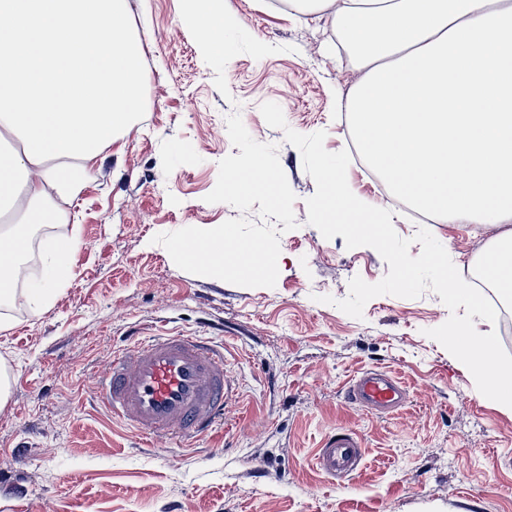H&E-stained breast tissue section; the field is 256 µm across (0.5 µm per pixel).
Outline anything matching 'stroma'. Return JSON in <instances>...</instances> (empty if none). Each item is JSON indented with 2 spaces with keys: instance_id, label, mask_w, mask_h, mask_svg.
<instances>
[{
  "instance_id": "obj_1",
  "label": "stroma",
  "mask_w": 512,
  "mask_h": 512,
  "mask_svg": "<svg viewBox=\"0 0 512 512\" xmlns=\"http://www.w3.org/2000/svg\"><path fill=\"white\" fill-rule=\"evenodd\" d=\"M241 20L227 60L208 58L179 19V0H130L146 67V112L103 153L63 218L31 238L30 283L47 242L77 236L72 276L54 305L0 306V512H512V413L478 393L467 370L427 329L450 316L439 295H381L362 318L337 308L349 281H380L372 247L347 248L307 222L316 190L297 148L260 106L279 104L328 151L353 149L341 93L359 78L328 18L273 0H228ZM269 44L257 54L253 40ZM240 113L258 142L276 145L297 200L281 235L274 287H242L178 268L159 233L238 217L207 203L218 163L239 155L226 118ZM459 272L482 261L494 229L433 222ZM332 303H322V296ZM222 345L237 395L222 426L190 445L147 446L93 402L125 336L147 327ZM379 367L406 385L401 411L381 416L344 390ZM360 435L361 466L342 485L315 465L322 438Z\"/></svg>"
}]
</instances>
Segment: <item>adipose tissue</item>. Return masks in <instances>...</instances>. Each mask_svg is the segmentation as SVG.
<instances>
[{
    "label": "adipose tissue",
    "instance_id": "ef3b65f1",
    "mask_svg": "<svg viewBox=\"0 0 512 512\" xmlns=\"http://www.w3.org/2000/svg\"><path fill=\"white\" fill-rule=\"evenodd\" d=\"M301 14L327 12L337 34L361 51L362 76L346 108L368 166L391 196L443 221L489 224L482 272L512 295V0H286ZM180 21L206 55L227 56L225 32L238 19L227 0H180ZM98 158L34 164L0 155V203L19 223L0 226V303L14 299L24 272L25 227L50 222L49 191L72 200ZM77 238L52 242L44 287L25 299L50 305L72 274Z\"/></svg>",
    "mask_w": 512,
    "mask_h": 512
}]
</instances>
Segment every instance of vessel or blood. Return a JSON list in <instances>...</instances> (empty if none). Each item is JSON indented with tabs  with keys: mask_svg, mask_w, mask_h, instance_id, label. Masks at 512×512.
<instances>
[{
	"mask_svg": "<svg viewBox=\"0 0 512 512\" xmlns=\"http://www.w3.org/2000/svg\"><path fill=\"white\" fill-rule=\"evenodd\" d=\"M235 393L223 349L197 335L170 333L128 337L95 387L107 416L151 443L205 437L223 421ZM346 397L388 415L405 406L407 388L399 377L375 367L350 381ZM364 453L360 436L341 429L324 438L316 463L330 480L342 482L357 470Z\"/></svg>",
	"mask_w": 512,
	"mask_h": 512,
	"instance_id": "1",
	"label": "vessel or blood"
}]
</instances>
